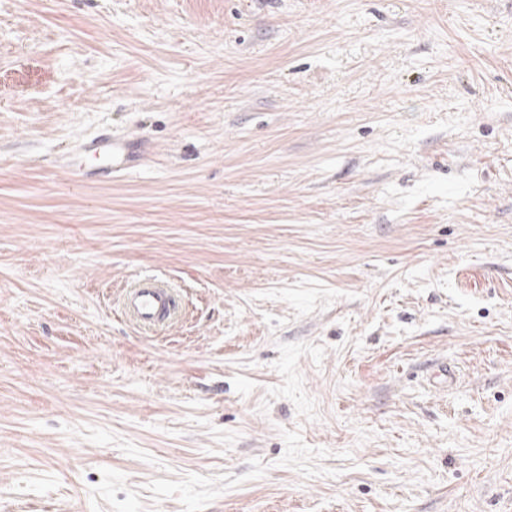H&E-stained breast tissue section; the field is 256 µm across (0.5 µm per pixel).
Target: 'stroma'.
I'll return each instance as SVG.
<instances>
[{"label":"stroma","mask_w":512,"mask_h":512,"mask_svg":"<svg viewBox=\"0 0 512 512\" xmlns=\"http://www.w3.org/2000/svg\"><path fill=\"white\" fill-rule=\"evenodd\" d=\"M0 512H512V0H0ZM134 144L126 138L110 140L93 139L85 145V153L102 160L101 174L106 177L112 174H127L135 169ZM176 306L173 292L155 281L141 282L125 296L126 313L145 327L165 325L174 316Z\"/></svg>","instance_id":"35a3bbf8"}]
</instances>
